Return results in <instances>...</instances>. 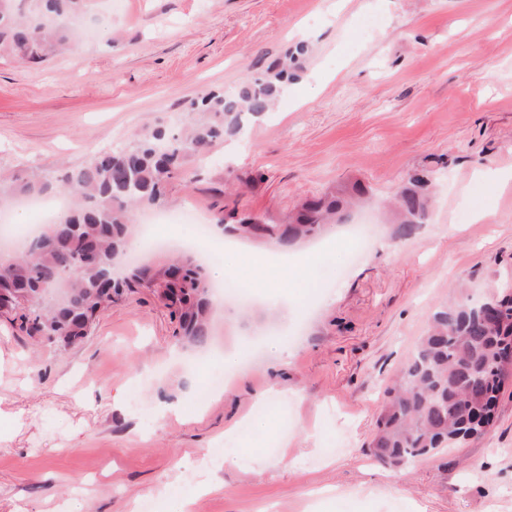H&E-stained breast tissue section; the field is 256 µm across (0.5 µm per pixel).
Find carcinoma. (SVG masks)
I'll use <instances>...</instances> for the list:
<instances>
[{
  "instance_id": "cac0c4a2",
  "label": "carcinoma",
  "mask_w": 512,
  "mask_h": 512,
  "mask_svg": "<svg viewBox=\"0 0 512 512\" xmlns=\"http://www.w3.org/2000/svg\"><path fill=\"white\" fill-rule=\"evenodd\" d=\"M89 0H0V59L39 64L82 43ZM298 50L283 62L254 69L231 92L204 90L188 101L174 130L146 132L124 146L94 149L79 165L50 172L27 168L0 179L6 199L61 194L67 209L25 249L0 260V311L21 309L31 337L61 346L87 335L96 314L113 297L137 288L152 290L178 320L193 348L211 336L213 284L193 255L162 265L128 266L120 279L106 276L124 261L144 209L167 205L165 185L185 177V158L238 136L243 121L270 111L300 68ZM428 180L419 178L399 192L390 208L398 233L414 235L426 219ZM362 198L360 189L330 192L310 200L286 222L244 217L227 231L291 250L319 237L331 221H344L346 208ZM467 293L432 315L430 327L385 390L372 452L380 462L409 468L443 448L485 432L495 418L504 384L498 360L512 342V322L492 332Z\"/></svg>"
}]
</instances>
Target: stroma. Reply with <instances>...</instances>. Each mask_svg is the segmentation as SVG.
Wrapping results in <instances>:
<instances>
[{
  "label": "stroma",
  "instance_id": "stroma-1",
  "mask_svg": "<svg viewBox=\"0 0 512 512\" xmlns=\"http://www.w3.org/2000/svg\"><path fill=\"white\" fill-rule=\"evenodd\" d=\"M99 36L41 65L0 61V173L77 164L100 147L173 127L197 91L233 90L253 64L298 43L305 68L273 112L186 160L168 214L196 205L282 220L306 199L358 184L368 208L416 175L435 198L409 238L379 224L364 258L338 239L308 263L330 292L295 293L303 329L281 363L257 345L266 277L251 309H215L212 343L239 352L228 390L197 391L222 371L195 361L149 291L101 309L81 342L26 336L0 315V512H512V381L484 434L404 472L371 442L386 400L432 314L458 295L512 281V0H90ZM297 392L287 411L271 383ZM177 402L181 413L159 417ZM235 427L243 467L206 463Z\"/></svg>",
  "mask_w": 512,
  "mask_h": 512
}]
</instances>
